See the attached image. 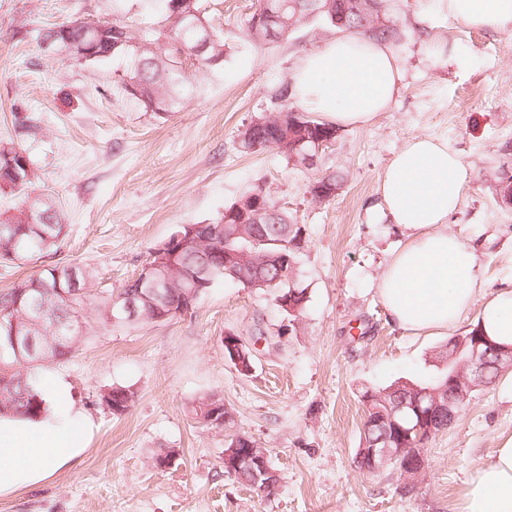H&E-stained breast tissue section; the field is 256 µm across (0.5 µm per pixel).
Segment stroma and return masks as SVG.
<instances>
[{"instance_id":"stroma-1","label":"stroma","mask_w":512,"mask_h":512,"mask_svg":"<svg viewBox=\"0 0 512 512\" xmlns=\"http://www.w3.org/2000/svg\"><path fill=\"white\" fill-rule=\"evenodd\" d=\"M200 5L224 34L225 61L185 60L191 93L158 117L125 92L123 59L85 62L19 31L69 18L151 27L161 0H0V142L27 150L34 193L51 195L66 224L58 250L0 264V291L56 264L89 271L98 290L120 289L179 225L215 223L260 188L305 231L294 283L307 301L292 320L274 293L227 281L166 322L90 320L68 359L35 368L69 384L91 423L86 447L42 482L0 494V512H462L475 468L512 437V369L472 392L457 421L429 439L416 479L390 464L369 474L354 463L361 391L431 383L449 340L478 314L427 335L392 323L376 281L408 232L378 207L376 187L407 139L446 138L470 173L448 231L475 247L489 289L512 288V204L497 193L512 178V31L468 28L432 0H394L405 31L393 47L404 70L394 103L369 126L338 128L308 169L274 148L243 151L241 136L278 108L275 91L338 29L308 23L288 41L251 45L242 28L256 0ZM18 112L36 113L38 128L21 133ZM330 174L338 191L316 202L309 186ZM228 331L255 343L249 375L224 357ZM111 386L134 391L127 413L100 404ZM209 394L232 411L231 429L194 419L193 404ZM231 433L267 453L279 475L270 493L225 473ZM167 450L175 463L155 467Z\"/></svg>"}]
</instances>
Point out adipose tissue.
I'll list each match as a JSON object with an SVG mask.
<instances>
[{
  "instance_id": "1",
  "label": "adipose tissue",
  "mask_w": 512,
  "mask_h": 512,
  "mask_svg": "<svg viewBox=\"0 0 512 512\" xmlns=\"http://www.w3.org/2000/svg\"><path fill=\"white\" fill-rule=\"evenodd\" d=\"M476 29L512 30V0H436ZM403 71L388 44L342 34L304 55L293 87L304 106L336 127L371 124L397 96ZM469 184L463 160L446 140L408 139L387 165L377 194L383 212L412 236L393 252L378 281L392 321L415 334L454 327L477 307L482 331L512 347V289L486 290L474 247L449 234L448 218ZM42 418H0V493L35 485L83 451L88 418L59 375L39 376ZM463 512H512V437L486 456L468 485Z\"/></svg>"
}]
</instances>
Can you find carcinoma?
Masks as SVG:
<instances>
[{"mask_svg": "<svg viewBox=\"0 0 512 512\" xmlns=\"http://www.w3.org/2000/svg\"><path fill=\"white\" fill-rule=\"evenodd\" d=\"M165 18L163 24L138 35L130 25L120 22L113 24L70 19L45 30L34 28L19 31L24 37L34 35L44 44L52 40L59 52L66 51L65 39H81L93 29L99 30L98 56L95 60L123 56L129 63L124 90L140 101L144 108L156 115H166L181 101L188 79L183 72V59L193 57L202 64L219 66L224 63V34L212 26L195 27L191 19L178 21L174 18L176 6L182 0H164ZM347 4V18L343 29L376 40L396 43L403 36L401 27L388 15L389 0H344ZM273 13L276 39L285 40L300 25L320 22L336 25V0H259L257 9L246 20V41L263 44L267 36H256V16ZM205 37L209 47L205 53H194L200 37ZM288 117V128L296 139L303 138L309 126L333 129V126L311 119L294 108L280 107L266 115L271 123L281 117ZM30 160L26 150L14 145H0V191L10 190L21 196L14 207V213L0 216V263L31 260L55 247L65 235L59 211L50 197L45 194L30 196L28 189L36 178L35 170H26L22 162ZM259 230L270 238L281 234L286 225L292 223L288 213L267 203V211L259 218ZM223 239L209 233L196 245L182 251L173 261V281H187L204 267L217 268L223 265L217 252L223 250ZM285 260L279 264L265 266L244 265L234 273L219 272L213 284L226 280L241 285L256 278L275 282L283 293H291L295 301H305V289L290 285L296 263V251L278 246ZM73 267L54 265L15 283L0 293V415L33 417L44 413L43 399L36 390V375L32 372L34 363L43 360H61L73 351L83 328L87 326V314L93 310L103 325L112 324L108 316V304L113 292L103 295L92 288L90 275L80 273L81 293L71 291L70 279ZM21 336H31L35 341L36 355L16 354L10 344L13 330ZM416 384L395 383L382 389H366L361 394L363 405L367 406L368 417L363 424V434L356 453L369 448L386 445L410 448L421 454L432 434L423 432L401 435L394 429L388 416L397 405L412 401ZM128 391L125 399L135 400V392L124 386H113L99 393L101 404L112 409L114 394Z\"/></svg>", "mask_w": 512, "mask_h": 512, "instance_id": "cac0c4a2", "label": "carcinoma"}]
</instances>
